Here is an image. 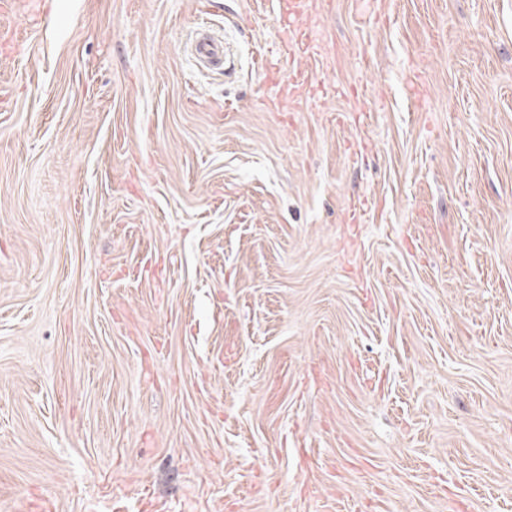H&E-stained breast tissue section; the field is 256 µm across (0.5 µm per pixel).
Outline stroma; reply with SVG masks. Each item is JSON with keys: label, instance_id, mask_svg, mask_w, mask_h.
Returning <instances> with one entry per match:
<instances>
[{"label": "stroma", "instance_id": "1", "mask_svg": "<svg viewBox=\"0 0 512 512\" xmlns=\"http://www.w3.org/2000/svg\"><path fill=\"white\" fill-rule=\"evenodd\" d=\"M297 24L0 0V512H512V0ZM192 52L205 67L211 68L225 63L226 50L221 39L208 30H200L192 43Z\"/></svg>", "mask_w": 512, "mask_h": 512}]
</instances>
